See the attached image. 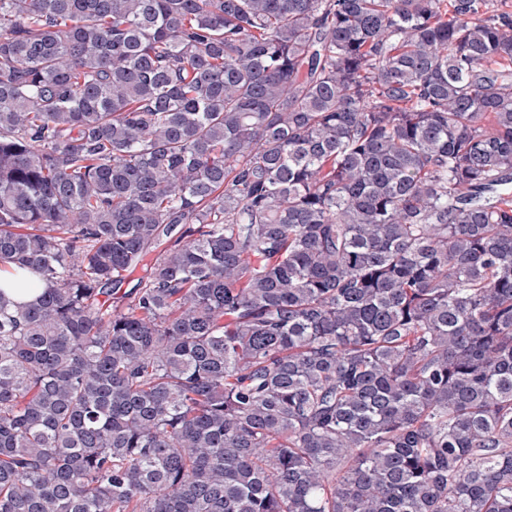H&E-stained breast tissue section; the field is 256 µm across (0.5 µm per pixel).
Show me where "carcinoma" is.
Instances as JSON below:
<instances>
[{"label": "carcinoma", "instance_id": "1", "mask_svg": "<svg viewBox=\"0 0 512 512\" xmlns=\"http://www.w3.org/2000/svg\"><path fill=\"white\" fill-rule=\"evenodd\" d=\"M7 264L0 512H512V14L0 0ZM21 277V273L14 268H0V286L15 300L31 303L41 295L44 286L30 289L12 288V285L16 284Z\"/></svg>", "mask_w": 512, "mask_h": 512}]
</instances>
